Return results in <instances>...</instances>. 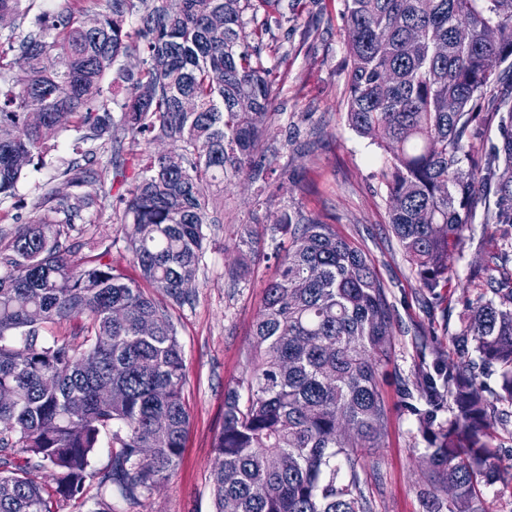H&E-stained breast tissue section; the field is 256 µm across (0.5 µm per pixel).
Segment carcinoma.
Here are the masks:
<instances>
[{
	"mask_svg": "<svg viewBox=\"0 0 512 512\" xmlns=\"http://www.w3.org/2000/svg\"><path fill=\"white\" fill-rule=\"evenodd\" d=\"M81 0L39 13L34 33L0 39V200L48 136L77 133L61 176L93 185L91 138L115 145L112 220L140 270L131 281L109 249L79 257L73 236L92 194L49 190L9 236L0 235V512H53L30 473L48 469L55 493L93 489L92 512H130L167 481L189 428L185 361L169 307L196 287L204 226L218 223L224 185L257 183L271 126L273 84L261 62L263 30L245 12L280 0H103L98 25ZM345 112L359 136L386 144L389 224L433 295L451 280L449 256L472 224L512 228V0H344ZM465 23L471 40L454 37ZM135 56L130 71L121 59ZM20 66L27 82L14 80ZM112 82L105 83L107 74ZM143 88L153 90L142 100ZM497 124L498 141H481ZM87 130L90 135H83ZM170 141L128 169L123 140ZM494 205L477 214L479 189ZM271 235L291 240L264 286L247 374L224 391L214 442V512H370L361 451L384 435L380 367L393 312L365 253L332 224L281 213ZM261 249L244 225L233 269L249 273ZM504 252L478 271L491 296L471 304L455 336L457 361L418 371L421 403L407 404L434 441L427 468L450 493L448 512H483L477 488L500 481L489 442L495 402L512 405V277ZM75 323L81 348L41 336ZM497 377L496 387L487 379ZM116 396L104 403L99 392ZM448 401L456 412L436 424ZM112 463L92 469L102 434Z\"/></svg>",
	"mask_w": 512,
	"mask_h": 512,
	"instance_id": "cac0c4a2",
	"label": "carcinoma"
}]
</instances>
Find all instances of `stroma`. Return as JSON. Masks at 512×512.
Wrapping results in <instances>:
<instances>
[{
  "mask_svg": "<svg viewBox=\"0 0 512 512\" xmlns=\"http://www.w3.org/2000/svg\"><path fill=\"white\" fill-rule=\"evenodd\" d=\"M344 0H281L288 23L270 25L262 59L271 68L273 124L262 146L287 177L271 176L263 205L249 179L224 193L220 221L208 225L197 286L191 299L173 309L172 319L186 365L185 401L190 426L173 475L136 512H213V443L224 420V389L245 374L253 346V323L263 285L276 274L278 256L290 245L265 238L248 280L231 273L243 225L272 224L286 210L325 224L360 247L371 260L393 307L390 354L381 368L388 424L381 441L362 460L361 489L371 512H448V495L435 490L427 472L431 443L409 415L416 376L434 355L454 357L453 338L467 304L487 295L477 272L479 240L499 238L498 226L475 225L473 244L453 253L451 283L437 298L423 294L416 274L388 224V190L382 177L390 157L382 147L352 131L343 110L347 96L345 53L340 36ZM42 165L30 169L15 197L0 201V234L13 231L35 210L46 188L77 196L60 172L73 161L67 137H53ZM111 148L97 151L95 204L83 210L88 246L109 247L113 266L128 278L139 269L112 222L114 168ZM490 440L502 451L509 474L481 486L485 512H512V406L497 405Z\"/></svg>",
  "mask_w": 512,
  "mask_h": 512,
  "instance_id": "obj_1",
  "label": "stroma"
}]
</instances>
